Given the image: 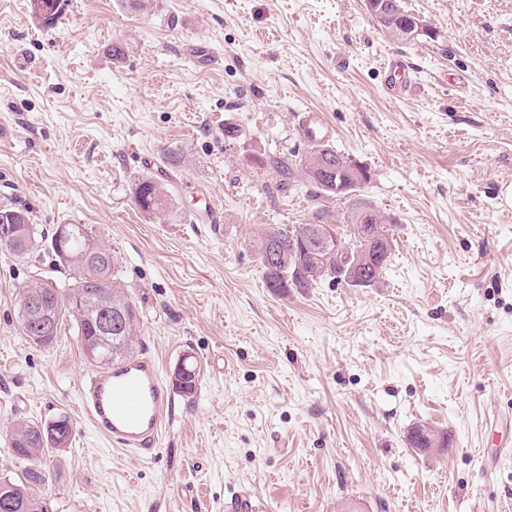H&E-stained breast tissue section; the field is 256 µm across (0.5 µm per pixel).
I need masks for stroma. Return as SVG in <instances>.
Segmentation results:
<instances>
[{
    "label": "stroma",
    "instance_id": "35a3bbf8",
    "mask_svg": "<svg viewBox=\"0 0 512 512\" xmlns=\"http://www.w3.org/2000/svg\"><path fill=\"white\" fill-rule=\"evenodd\" d=\"M402 3L424 24L405 41L364 0H60L50 25L32 0H0V209L48 236L85 225L118 256L138 352L166 377L186 355L200 368L156 458L115 451L80 408L72 325L40 348L16 321L22 292L65 272L50 253L0 254V477L23 467L13 423L65 417L49 512H238L243 493L266 512H512V455L482 458L489 417L512 413V0ZM389 53L418 72L401 98L384 90ZM304 108L394 221L375 286H265V228L346 211L298 170ZM145 176L170 208L134 205ZM207 201L222 232L190 221ZM419 425L449 447H412Z\"/></svg>",
    "mask_w": 512,
    "mask_h": 512
}]
</instances>
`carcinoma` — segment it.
<instances>
[{"label":"carcinoma","mask_w":512,"mask_h":512,"mask_svg":"<svg viewBox=\"0 0 512 512\" xmlns=\"http://www.w3.org/2000/svg\"><path fill=\"white\" fill-rule=\"evenodd\" d=\"M370 17L398 40H406L415 32L417 17L405 11L400 0H390V7H379L370 13ZM345 165V157L327 145L312 149L302 160L301 169L320 192L347 200L344 224L336 225L335 234L345 238L348 248L327 250L323 255L321 273L308 280L303 273L308 271L310 259L300 242L304 225L280 224L268 228L259 239L257 249L266 286L274 294L285 296L290 288H310L324 277L346 279L345 261L348 256L362 253L370 246L369 240L361 234L362 225L380 224L388 234H393L375 207L356 196L359 188L345 178ZM133 200L146 213L171 205L168 187L151 177L139 180ZM2 225L19 229L20 238L15 246L0 248L1 255L28 259L42 250L44 238L37 235L24 212L0 209ZM65 228L67 233L64 236L57 231L53 233L50 249L55 255V265L67 273V282L61 284L47 278L26 290L27 296L41 298L54 319V330L41 329V320L32 314L27 317L17 314L18 323L29 342L49 347L57 341L64 320L69 319L73 321L77 342L89 364L100 368L113 365L134 352L139 313L119 281L115 252L90 236L82 224H67ZM271 238L278 241L284 259L279 273L272 272L265 260L267 242ZM108 294L123 304L124 316L112 333L103 334L97 326L102 314L98 300ZM180 366L182 369L172 374V385L184 393H192L197 386L199 369L187 357ZM71 436L69 432L61 439L51 438L48 436V424L34 420H22L13 426L7 438L15 456L26 466L20 474L0 479V512H48L46 502L37 493L46 481L42 461L51 450L66 447ZM438 438L443 440L445 436L430 428H416L409 436V443L415 448H429Z\"/></svg>","instance_id":"cac0c4a2"}]
</instances>
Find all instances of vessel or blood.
Segmentation results:
<instances>
[{
  "label": "vessel or blood",
  "instance_id": "1",
  "mask_svg": "<svg viewBox=\"0 0 512 512\" xmlns=\"http://www.w3.org/2000/svg\"><path fill=\"white\" fill-rule=\"evenodd\" d=\"M384 86L393 96L404 94L415 74L401 56L383 64ZM298 135L314 147L327 145L335 131L323 112L305 109L295 114ZM80 404L98 433L113 447L141 457L155 456L174 408V393L164 382L158 357L145 354L95 370L80 386ZM495 457L512 454V416L490 419Z\"/></svg>",
  "mask_w": 512,
  "mask_h": 512
}]
</instances>
